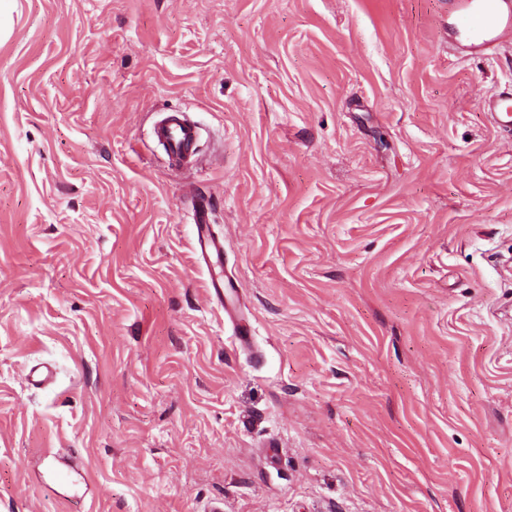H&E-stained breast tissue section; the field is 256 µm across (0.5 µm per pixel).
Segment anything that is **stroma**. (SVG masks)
<instances>
[{
	"label": "stroma",
	"mask_w": 512,
	"mask_h": 512,
	"mask_svg": "<svg viewBox=\"0 0 512 512\" xmlns=\"http://www.w3.org/2000/svg\"><path fill=\"white\" fill-rule=\"evenodd\" d=\"M451 9L15 0L0 512H512V44L459 53ZM484 108L490 113L498 127L512 129V86L508 91L488 97L485 100ZM153 137L161 143L170 159L181 158L193 152L197 140L196 124L182 113L172 112L157 121ZM196 251L206 264L212 259L219 261L224 253V238L216 235L205 224H196Z\"/></svg>",
	"instance_id": "35a3bbf8"
}]
</instances>
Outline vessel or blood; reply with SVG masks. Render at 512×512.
<instances>
[{
  "mask_svg": "<svg viewBox=\"0 0 512 512\" xmlns=\"http://www.w3.org/2000/svg\"><path fill=\"white\" fill-rule=\"evenodd\" d=\"M453 20L468 54L485 55L512 41V0H454ZM484 108L498 127L512 129V88L488 97ZM153 136L169 158H181L193 152L197 130L182 113L172 112L155 123ZM196 251L206 262L221 258L224 239L208 226L198 225Z\"/></svg>",
  "mask_w": 512,
  "mask_h": 512,
  "instance_id": "b4317fda",
  "label": "vessel or blood"
}]
</instances>
